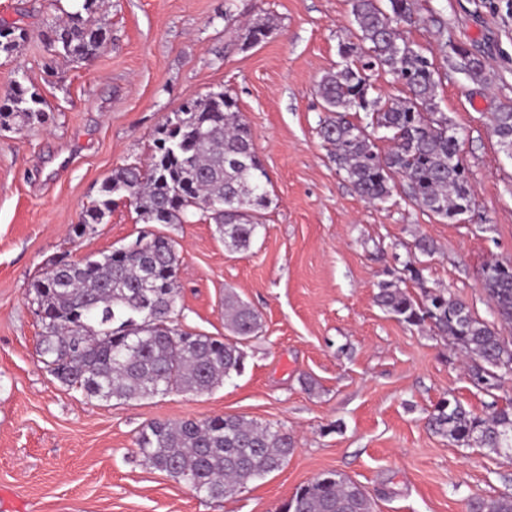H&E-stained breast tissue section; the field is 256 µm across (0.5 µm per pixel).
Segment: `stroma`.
<instances>
[{
  "label": "stroma",
  "instance_id": "1",
  "mask_svg": "<svg viewBox=\"0 0 512 512\" xmlns=\"http://www.w3.org/2000/svg\"><path fill=\"white\" fill-rule=\"evenodd\" d=\"M72 9V0H0V23L28 34L0 55V100L18 82L49 115L20 134L0 129V512H279L329 470L361 485L374 512H466L469 498L512 493L511 461L427 426L444 398L481 417L505 407L512 380L477 390L446 336L375 300L396 281L414 298L449 293L497 320L481 282L487 263L512 262V157L491 131L493 112L512 104V0H413L414 21L400 28L414 46L449 39L489 63L482 84L439 68V109L475 193L454 222L412 204L400 184L387 202L363 200L318 135L317 86L350 34V0H98L108 47L88 64L45 47ZM266 18L271 32L250 43ZM219 90L236 99L269 176L265 225L245 251L225 247L197 213L152 230L178 244L180 329L225 335L229 290L260 312L262 329L244 346L243 372L211 391L87 398L38 360L32 284L53 257L136 240L144 226L125 201L83 237L72 227L115 169L147 165L168 117ZM420 237L433 254L415 253ZM224 414L288 432L287 463L209 499L143 462L144 424Z\"/></svg>",
  "mask_w": 512,
  "mask_h": 512
}]
</instances>
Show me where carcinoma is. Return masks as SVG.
<instances>
[{
  "label": "carcinoma",
  "mask_w": 512,
  "mask_h": 512,
  "mask_svg": "<svg viewBox=\"0 0 512 512\" xmlns=\"http://www.w3.org/2000/svg\"><path fill=\"white\" fill-rule=\"evenodd\" d=\"M96 0H82L53 28L54 55L87 62L107 46L106 30L83 17ZM352 37L339 45L340 61L318 85L325 118L319 134L332 147L336 168L369 203L386 201L394 176L406 185L411 202L442 220L454 221L474 203L461 158L459 138L448 133V117L437 109L439 70L434 57L402 40L398 27L413 22L412 0H350ZM23 29L0 27V54L11 55L24 40ZM444 52L448 68L472 81H486V62L462 46ZM383 71L402 86L404 96L372 97L373 74ZM39 94L17 82L0 104V128L22 132L46 122ZM365 112L360 126L348 118ZM382 130L392 147L381 153L368 129ZM492 133L512 154V106L493 113ZM269 182L250 127L227 92H213L174 113L160 129L146 169H116L100 198L82 213L72 232L83 236L112 211L113 196L133 203L145 224H183L196 210L212 220L224 246L250 247L263 227ZM134 252L113 250L97 259L50 260L32 286L33 303L45 313L36 353L61 384L109 402L165 395L203 393L244 369L242 342L260 328L258 312L235 296L224 298V319L233 338L192 334L173 326L179 294L180 257L164 235L143 237ZM482 288L498 321L512 325V263L490 262ZM376 301L411 324L431 323L468 359L474 386L489 392L512 366V344L495 325L477 318L461 300L443 293L417 300L392 282ZM435 433L459 446L477 444L512 459V404L481 417L456 399H442L430 417ZM136 445L145 462L189 485L197 494L219 499L247 482L280 469L294 451V440L272 424L241 416H214L177 423L151 421ZM469 512H512V494L493 500L473 498ZM281 512H373L361 486L336 471L301 486Z\"/></svg>",
  "instance_id": "1"
}]
</instances>
